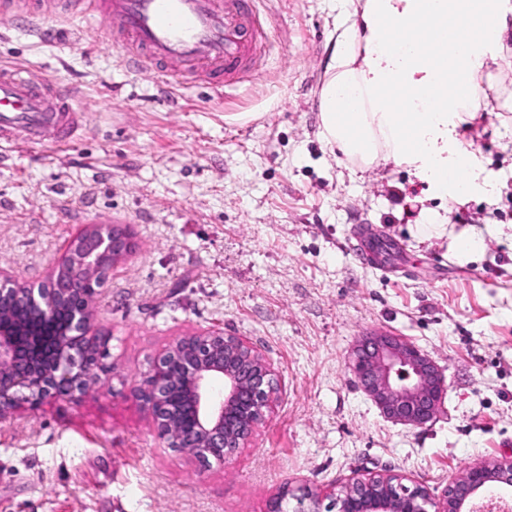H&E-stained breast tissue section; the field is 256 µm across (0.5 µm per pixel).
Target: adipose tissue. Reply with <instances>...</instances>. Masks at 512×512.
<instances>
[{
	"mask_svg": "<svg viewBox=\"0 0 512 512\" xmlns=\"http://www.w3.org/2000/svg\"><path fill=\"white\" fill-rule=\"evenodd\" d=\"M459 25L416 50L386 30L420 14ZM340 34L319 93L320 134L358 167L395 164L434 195H492L498 176L460 129L485 106L471 84L512 37V0H363Z\"/></svg>",
	"mask_w": 512,
	"mask_h": 512,
	"instance_id": "adipose-tissue-1",
	"label": "adipose tissue"
}]
</instances>
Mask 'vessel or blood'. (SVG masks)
<instances>
[{"label":"vessel or blood","mask_w":512,"mask_h":512,"mask_svg":"<svg viewBox=\"0 0 512 512\" xmlns=\"http://www.w3.org/2000/svg\"><path fill=\"white\" fill-rule=\"evenodd\" d=\"M134 69L190 78L215 94L248 76L261 54L264 24L256 0H89ZM70 0H0V16L29 22L68 10ZM422 42L443 27L423 16L410 25ZM85 114L69 89L0 66V145H69Z\"/></svg>","instance_id":"1"}]
</instances>
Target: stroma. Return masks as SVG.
Instances as JSON below:
<instances>
[{
  "instance_id": "1",
  "label": "stroma",
  "mask_w": 512,
  "mask_h": 512,
  "mask_svg": "<svg viewBox=\"0 0 512 512\" xmlns=\"http://www.w3.org/2000/svg\"><path fill=\"white\" fill-rule=\"evenodd\" d=\"M268 50L223 98L131 70L91 16L0 19V65L75 93L86 125L65 148L0 157V268L33 286L86 225L135 247L98 297L112 334L98 390L0 420V512H267L282 489L396 475L441 493L465 468L512 460V40L475 81L489 109L465 132L500 175L492 197L427 194L390 164L351 175L319 135L318 90L342 10L258 0ZM447 224L420 223L422 208ZM394 244L391 273L347 247ZM481 238L460 259L461 232ZM224 331L275 372L278 401L229 463L168 447L137 396L176 339ZM370 333L405 337L447 394L423 427L387 421L349 364Z\"/></svg>"
}]
</instances>
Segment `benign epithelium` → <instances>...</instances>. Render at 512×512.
I'll use <instances>...</instances> for the list:
<instances>
[{"mask_svg":"<svg viewBox=\"0 0 512 512\" xmlns=\"http://www.w3.org/2000/svg\"><path fill=\"white\" fill-rule=\"evenodd\" d=\"M134 248L128 230L90 224L51 268L48 287L37 290L0 269V418L22 404L86 393L105 363L87 364L90 351L109 335L96 318L100 287L112 266ZM21 304L47 324L64 310L59 336L38 330L22 335L10 317ZM351 366L364 392L388 420L423 426L433 420L447 394L444 375L410 340L391 334L363 337ZM185 408L170 409L172 393ZM158 436L186 458L208 464L232 459L252 437L277 399L275 373L246 341L222 332H202L173 342L153 365L149 386L138 391ZM512 486V461L476 463L453 478L440 494L412 489L395 475L357 479L341 491L305 492L294 512H464L493 488ZM328 505H323V501Z\"/></svg>","mask_w":512,"mask_h":512,"instance_id":"obj_1","label":"benign epithelium"}]
</instances>
